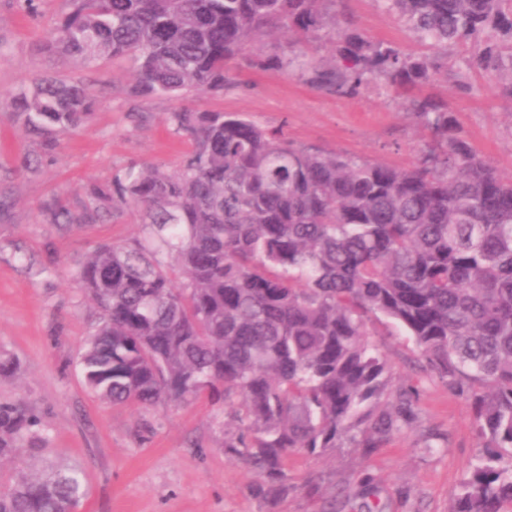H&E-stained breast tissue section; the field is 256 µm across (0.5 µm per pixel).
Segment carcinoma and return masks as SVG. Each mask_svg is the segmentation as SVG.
<instances>
[{
  "label": "carcinoma",
  "mask_w": 512,
  "mask_h": 512,
  "mask_svg": "<svg viewBox=\"0 0 512 512\" xmlns=\"http://www.w3.org/2000/svg\"><path fill=\"white\" fill-rule=\"evenodd\" d=\"M51 48L91 67L123 59L132 97L224 93L228 63L257 40H288L260 64L310 73L317 90L351 96L385 81L406 93L453 68L496 80L512 100V0H374L416 51L372 40L335 0H71ZM330 36L327 58L306 45ZM96 98L53 76L21 87L13 113L51 147L88 124ZM429 135L408 168L295 145L242 114L183 107L163 122L190 150L179 170L129 166L56 199L49 224L86 227L127 209L129 241L99 243L72 276L94 304L75 364L114 406L206 400L230 408L224 453L256 476L268 504L288 492L292 452L349 445L364 458L418 416L411 386L395 387L367 320L400 326L423 371L470 401L481 454L448 512L512 507V177L459 133L448 104L409 99ZM46 448L40 418L0 403V463ZM75 466L31 467L0 481V512H78ZM322 512H384L366 476L358 497Z\"/></svg>",
  "instance_id": "carcinoma-1"
}]
</instances>
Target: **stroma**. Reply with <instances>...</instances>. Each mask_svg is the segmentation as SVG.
Returning <instances> with one entry per match:
<instances>
[{
	"instance_id": "obj_1",
	"label": "stroma",
	"mask_w": 512,
	"mask_h": 512,
	"mask_svg": "<svg viewBox=\"0 0 512 512\" xmlns=\"http://www.w3.org/2000/svg\"><path fill=\"white\" fill-rule=\"evenodd\" d=\"M332 9L371 39L411 43L374 0H335ZM69 10V0H0V188L6 191L0 197V351L23 370L20 378H0V400L26 403L41 415L47 448L40 465L82 468L87 497L79 512H321L331 488L316 484V477L336 476L333 489L352 497L366 474L384 512H448L483 441L468 402L417 367L413 343L386 319H370V338L386 353L394 381L417 388L418 423L396 432L367 460L356 448L291 457V489L272 511L251 496L253 473L225 456L227 416L219 407L114 406L82 385L71 363L93 306L72 277L73 261L90 241L130 239L139 218L128 210L108 223L64 233L44 223L40 207L53 197L75 201L85 184L109 181L132 164L179 169L189 145L162 123L164 113L186 105L242 113L296 144L396 167L417 160L428 134L406 110L404 97L385 85L336 96L313 88L300 74L257 65V57L271 51L262 39L230 64L235 85L223 95L131 98L124 91L126 62L90 69L48 48L51 22ZM47 74L88 80L98 92L92 121L58 136L49 150L24 133L11 107L13 93ZM429 92L448 103L474 149L503 176H512V100L482 75L472 76L466 91L451 76ZM23 254L53 259V273L26 270Z\"/></svg>"
}]
</instances>
